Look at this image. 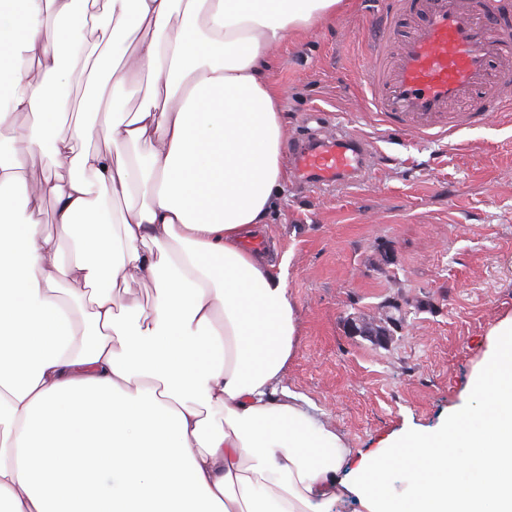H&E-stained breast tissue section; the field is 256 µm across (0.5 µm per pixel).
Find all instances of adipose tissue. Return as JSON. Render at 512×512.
<instances>
[{"mask_svg":"<svg viewBox=\"0 0 512 512\" xmlns=\"http://www.w3.org/2000/svg\"><path fill=\"white\" fill-rule=\"evenodd\" d=\"M342 7L0 0V512H334L355 451L284 386L285 272L242 242L286 181L264 64ZM127 84L144 87L133 109L108 93ZM20 112L37 118L27 154L66 176L25 177ZM103 113L105 147L79 148ZM144 278L151 304L121 297Z\"/></svg>","mask_w":512,"mask_h":512,"instance_id":"adipose-tissue-1","label":"adipose tissue"}]
</instances>
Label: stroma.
Masks as SVG:
<instances>
[{
	"label": "stroma",
	"mask_w": 512,
	"mask_h": 512,
	"mask_svg": "<svg viewBox=\"0 0 512 512\" xmlns=\"http://www.w3.org/2000/svg\"><path fill=\"white\" fill-rule=\"evenodd\" d=\"M390 3L349 0L268 69L286 141L347 127L377 149L372 174L341 194L288 178L261 232L269 262L291 259L285 384L363 455L461 409L512 319V116L435 139L377 120L357 32ZM352 320L385 328L386 344L351 335Z\"/></svg>",
	"instance_id": "obj_1"
}]
</instances>
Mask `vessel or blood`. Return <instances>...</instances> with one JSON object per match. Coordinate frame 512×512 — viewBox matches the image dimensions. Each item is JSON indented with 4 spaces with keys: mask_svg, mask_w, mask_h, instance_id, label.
Instances as JSON below:
<instances>
[{
    "mask_svg": "<svg viewBox=\"0 0 512 512\" xmlns=\"http://www.w3.org/2000/svg\"><path fill=\"white\" fill-rule=\"evenodd\" d=\"M399 2L424 19L400 42L382 17L371 19L363 64L371 112L420 137L512 112V24L498 19L496 0ZM375 155L360 137L322 134L297 145L291 160L304 185L340 190L363 181Z\"/></svg>",
    "mask_w": 512,
    "mask_h": 512,
    "instance_id": "vessel-or-blood-1",
    "label": "vessel or blood"
}]
</instances>
